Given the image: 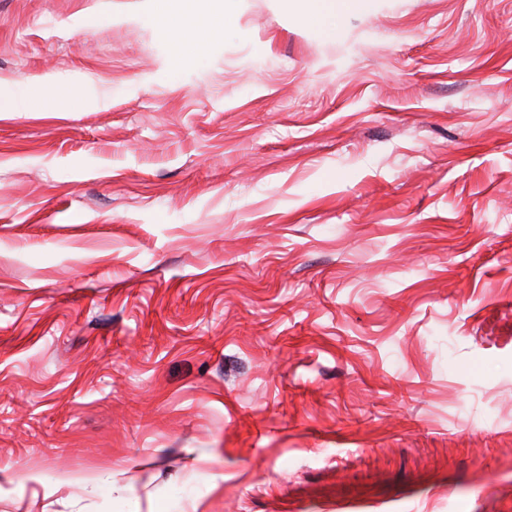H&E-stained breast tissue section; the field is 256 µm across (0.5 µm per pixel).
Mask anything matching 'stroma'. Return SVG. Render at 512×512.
Listing matches in <instances>:
<instances>
[{
	"label": "stroma",
	"instance_id": "35a3bbf8",
	"mask_svg": "<svg viewBox=\"0 0 512 512\" xmlns=\"http://www.w3.org/2000/svg\"><path fill=\"white\" fill-rule=\"evenodd\" d=\"M138 2L0 0V512H512V0ZM160 1V0H146L144 2H149L150 5V11L146 15H133V16H127L122 18L121 20L124 22L132 23V22H139L147 17H153L154 21L157 23L159 27L168 26L171 23H177L174 20L173 15L165 14L164 12L158 13L155 9L154 2ZM178 24V23H177ZM161 34L166 37L167 39L174 42L176 46L175 51V57L176 60L179 61H189L193 57V55L197 52H199L201 49H203L207 41H200L195 43H189L184 41L177 31L171 27H164L161 29ZM301 4V20L327 35L336 37V16L368 13L375 0H296ZM88 76L77 79H64L57 74H46L39 78H26L17 83L14 90L8 93L9 104H0V112H29L37 103L47 100L59 106L66 104L73 96H79V88L90 84Z\"/></svg>",
	"mask_w": 512,
	"mask_h": 512
}]
</instances>
